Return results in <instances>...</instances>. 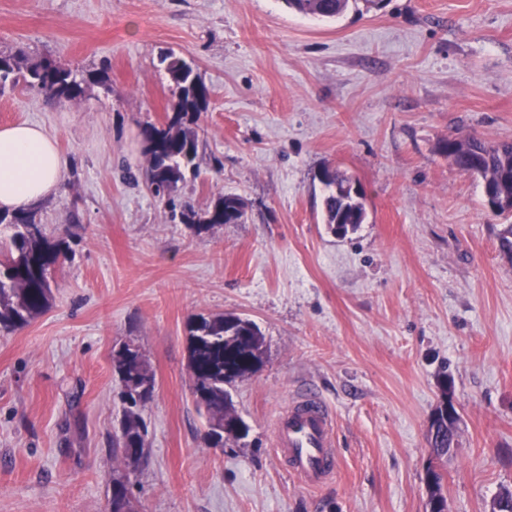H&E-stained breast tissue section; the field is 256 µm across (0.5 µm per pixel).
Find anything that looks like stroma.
I'll return each mask as SVG.
<instances>
[{
    "label": "stroma",
    "mask_w": 512,
    "mask_h": 512,
    "mask_svg": "<svg viewBox=\"0 0 512 512\" xmlns=\"http://www.w3.org/2000/svg\"><path fill=\"white\" fill-rule=\"evenodd\" d=\"M0 49L109 79L73 102L22 83L0 95V127L56 138L65 168L40 218L74 240L50 308L0 330V512H108L116 469L136 512H429L434 462L448 512H490L512 490L507 220L437 151L457 133L512 141V0H354L331 22L286 0H0ZM169 52L211 92L199 175L179 194L239 195L241 223L192 233L147 188L142 131L174 100ZM327 165L365 190L367 218L343 238L325 222ZM229 313L266 353L230 386L249 437L214 448L187 321ZM125 343L156 378L136 462L114 454ZM445 376L459 422L440 461ZM303 387L335 412L342 456L312 489L272 447ZM451 410L448 407V416L450 415ZM448 416L444 415V411L442 409V405L437 408L431 428H434L435 430V439L433 443L434 451L439 455L441 453V456L448 454V449L451 445L454 443L453 437H452V431H450V428H448ZM439 438V441L437 439Z\"/></svg>",
    "instance_id": "1"
}]
</instances>
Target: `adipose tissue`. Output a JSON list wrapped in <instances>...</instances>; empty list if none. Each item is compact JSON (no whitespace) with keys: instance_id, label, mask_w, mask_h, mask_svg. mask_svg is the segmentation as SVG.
I'll return each instance as SVG.
<instances>
[{"instance_id":"1","label":"adipose tissue","mask_w":512,"mask_h":512,"mask_svg":"<svg viewBox=\"0 0 512 512\" xmlns=\"http://www.w3.org/2000/svg\"><path fill=\"white\" fill-rule=\"evenodd\" d=\"M63 169L57 141L42 125L0 128V210L25 211L48 200Z\"/></svg>"}]
</instances>
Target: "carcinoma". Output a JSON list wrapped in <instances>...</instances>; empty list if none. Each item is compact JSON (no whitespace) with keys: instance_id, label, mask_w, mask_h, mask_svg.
I'll return each instance as SVG.
<instances>
[{"instance_id":"carcinoma-1","label":"carcinoma","mask_w":512,"mask_h":512,"mask_svg":"<svg viewBox=\"0 0 512 512\" xmlns=\"http://www.w3.org/2000/svg\"><path fill=\"white\" fill-rule=\"evenodd\" d=\"M288 5L300 13L321 20H335L350 6V0H287ZM174 87L175 102L165 113L162 126L147 125L144 138L155 141V147L146 149L148 167L145 171L147 186L172 216L192 228L191 215L195 206L178 199L179 184L187 174L197 175L195 163L199 151L197 121L210 102V91L191 63L168 53L161 57ZM32 89L36 88L50 99H77L88 84H106L103 71H86L79 74L52 60L39 59L27 62L17 54L0 50V95L13 88L19 80ZM438 152L459 170L487 179L494 183L497 196L504 202L500 213L512 207V142L489 143L474 134H458L448 137L447 144H439ZM350 177L335 170L331 180L324 182L325 223L342 231L357 225L337 223L346 210L356 208L366 211V198L356 201L344 192ZM42 205L17 214L0 212V228L6 232V241L0 244V327L19 329L42 315L53 299L51 272L63 266L73 253L70 239H56L46 235L40 220ZM215 210L214 221L224 223V211L245 214V203L237 195L219 194L211 200ZM189 333L188 367L193 381V391L206 393L204 400L196 401L203 411L206 422L225 418L235 438L249 437L251 428L234 407L231 394L224 385L245 377L263 362L264 336L252 320L236 315H195L187 324ZM123 418L129 445L120 447L122 456L133 459L130 449L144 451L146 427L137 410L124 409ZM431 427L435 430L434 448L441 455L448 454L454 443L448 428V417L437 408ZM440 474L426 471L428 489L437 493V508L447 507L442 493ZM127 477L123 473L112 474V512H131L127 496Z\"/></svg>"}]
</instances>
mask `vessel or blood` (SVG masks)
<instances>
[{
	"mask_svg": "<svg viewBox=\"0 0 512 512\" xmlns=\"http://www.w3.org/2000/svg\"><path fill=\"white\" fill-rule=\"evenodd\" d=\"M335 424L331 408L311 390L277 415L272 445L282 468L301 484L315 488L338 474Z\"/></svg>",
	"mask_w": 512,
	"mask_h": 512,
	"instance_id": "vessel-or-blood-1",
	"label": "vessel or blood"
}]
</instances>
